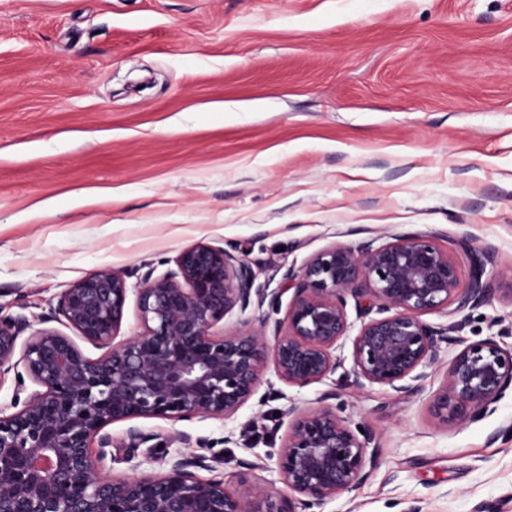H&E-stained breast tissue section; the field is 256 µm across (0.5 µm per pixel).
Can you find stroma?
<instances>
[{
  "mask_svg": "<svg viewBox=\"0 0 512 512\" xmlns=\"http://www.w3.org/2000/svg\"><path fill=\"white\" fill-rule=\"evenodd\" d=\"M432 236L488 302L450 314L460 345L512 346V0H0V315L48 313L91 270L164 273L195 244L232 248L258 283L339 243ZM373 474L311 512H512V394L445 422L432 397L452 357L405 397L352 394ZM303 388L266 374L230 419L138 418L278 491Z\"/></svg>",
  "mask_w": 512,
  "mask_h": 512,
  "instance_id": "35a3bbf8",
  "label": "stroma"
}]
</instances>
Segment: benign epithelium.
<instances>
[{
	"label": "benign epithelium",
	"mask_w": 512,
	"mask_h": 512,
	"mask_svg": "<svg viewBox=\"0 0 512 512\" xmlns=\"http://www.w3.org/2000/svg\"><path fill=\"white\" fill-rule=\"evenodd\" d=\"M470 259V283L461 289L456 261L430 235L334 244L288 268L284 287L269 290L242 256L198 243L175 268L145 272L135 289L124 273L101 267L62 292L42 322L61 321L75 338L46 326L25 337L27 318H0V381L15 379L10 403L0 405V512H300L349 490L371 476L378 450L334 403L336 388L288 407L276 467L286 492L277 496L247 482L230 491L224 474L182 452L164 453L157 470L135 465L129 475H110L114 444L104 428L138 418L227 420L270 371L291 386L325 381L347 340L353 391L377 384L410 397L422 390L421 369L437 361L441 344L457 343L450 328L422 316L491 298L482 280L490 252L472 251ZM287 292L286 323L244 317L254 305L280 311ZM131 294L140 331L116 345ZM233 312L243 316L240 328L215 331ZM78 338L104 353L88 357ZM509 391L512 348L489 336L452 357L433 404L470 421L493 412ZM151 439L129 428L126 460Z\"/></svg>",
	"instance_id": "7a95c632"
}]
</instances>
